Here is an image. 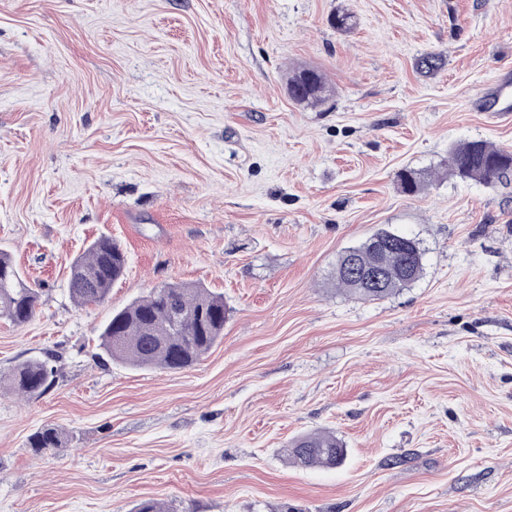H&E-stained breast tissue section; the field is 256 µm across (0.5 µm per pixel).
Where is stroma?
Wrapping results in <instances>:
<instances>
[{"mask_svg":"<svg viewBox=\"0 0 512 512\" xmlns=\"http://www.w3.org/2000/svg\"><path fill=\"white\" fill-rule=\"evenodd\" d=\"M300 67L327 102L289 97ZM506 72L512 0H0V249L41 291L0 320V378L56 369L38 399L0 391V512H512V180L448 167L512 150L471 105ZM382 228L423 240V278L337 291ZM103 235L127 272L77 305L69 267ZM175 282L223 294V339L179 371L104 355L113 310ZM45 424L63 451L29 448ZM323 429L341 466L287 460ZM305 70L309 73L308 83L299 84V75ZM298 86L301 87V94L296 95ZM325 93L322 97L320 94ZM329 90L320 72L315 69L304 68L294 72L288 79V94L295 101L307 103L314 106L323 104L328 99ZM450 172L461 180L493 187L512 174V151L485 141H471L450 150Z\"/></svg>","mask_w":512,"mask_h":512,"instance_id":"stroma-1","label":"stroma"}]
</instances>
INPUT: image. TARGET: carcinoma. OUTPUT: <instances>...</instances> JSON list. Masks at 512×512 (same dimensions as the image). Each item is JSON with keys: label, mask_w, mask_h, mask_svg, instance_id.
I'll return each instance as SVG.
<instances>
[{"label": "carcinoma", "mask_w": 512, "mask_h": 512, "mask_svg": "<svg viewBox=\"0 0 512 512\" xmlns=\"http://www.w3.org/2000/svg\"><path fill=\"white\" fill-rule=\"evenodd\" d=\"M336 30L348 33L356 25L354 15L346 10L334 11L329 19ZM445 65L439 54H426L418 59L416 69L433 75ZM308 83L299 84L300 72L288 79V94L295 101L314 106L327 100L321 93L328 88L320 72L307 69ZM450 172L462 179L493 187L512 174V151L485 141H471L450 150ZM391 231L376 232L357 247L338 255L333 271L336 288L364 300H381L421 279L424 274L425 251L419 239L405 235L410 246L403 249L394 243L379 247L374 238ZM358 270L378 271L380 287L371 288L361 278L345 271L348 259ZM128 268L126 251L112 238L100 236L86 253L71 264L70 297L82 306L103 302L112 285L124 278ZM0 319L14 325L29 322L40 302L37 289L26 284L11 255L0 251ZM229 309L224 296L206 288L185 283H171L152 289L125 307L112 312L99 335L100 348L111 360L138 368L180 370L193 366L224 336ZM56 370L49 359L31 358L18 365L8 379V386L28 398H39L52 386ZM67 439L62 431L45 425L30 435L28 447L40 453L61 450ZM286 456L297 466L336 468L346 458L341 439L330 431L297 436L287 448ZM133 512H171L170 505L155 499L141 500Z\"/></svg>", "instance_id": "obj_1"}]
</instances>
